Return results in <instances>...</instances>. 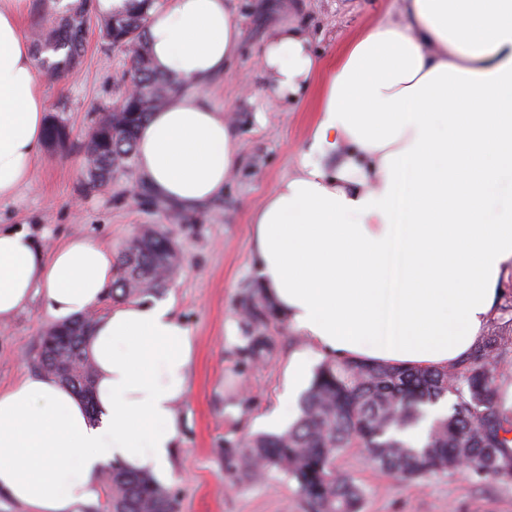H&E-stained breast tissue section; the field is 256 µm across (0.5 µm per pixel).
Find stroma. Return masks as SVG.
Masks as SVG:
<instances>
[{
	"label": "stroma",
	"instance_id": "stroma-1",
	"mask_svg": "<svg viewBox=\"0 0 512 512\" xmlns=\"http://www.w3.org/2000/svg\"><path fill=\"white\" fill-rule=\"evenodd\" d=\"M397 6V0H236L242 50L203 96L228 114L240 161L223 195L191 211L173 204L160 209L134 195L140 181L135 170L117 173L104 190L86 189L88 133L128 86L126 54L107 47L97 26L88 30L76 71L41 75L48 113L71 136L62 149L43 150L29 188L0 201V225L29 229L47 250L84 234L118 254L147 228L175 243L180 264L161 297L173 301L196 340L180 445L166 481L178 494L180 512H306L295 482L276 474L234 479L224 469L225 444L282 431L297 417V402L282 400L293 355H304L313 371L325 361L305 337L276 319L267 324L270 349L259 365L243 362L235 350L251 332L243 315L254 281L250 215L295 169L321 92L316 82L298 102L270 104V80L257 60L268 29L287 20L302 26L314 52L334 64L353 36ZM50 325L36 302L0 326L1 388L38 374V342ZM336 469L363 488L362 512H512V478L478 482L457 472L418 484L377 469L361 448L346 449Z\"/></svg>",
	"mask_w": 512,
	"mask_h": 512
}]
</instances>
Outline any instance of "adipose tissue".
Segmentation results:
<instances>
[{
	"instance_id": "ef3b65f1",
	"label": "adipose tissue",
	"mask_w": 512,
	"mask_h": 512,
	"mask_svg": "<svg viewBox=\"0 0 512 512\" xmlns=\"http://www.w3.org/2000/svg\"><path fill=\"white\" fill-rule=\"evenodd\" d=\"M28 0H0V201L32 184L48 102L22 32ZM158 71L183 90L137 137L141 179L192 210L220 197L238 143L203 98L240 50L232 0L148 11ZM271 100L297 101L321 69L297 25L259 54ZM255 287L271 312L335 359L445 368L493 317L512 269V0H401L350 39L321 89L306 150L252 218ZM111 250L71 236L45 251L0 225V325L40 302L57 324L112 287ZM86 352L96 413L57 379L0 389V496L27 512H79L112 464L169 476L195 338L165 300L113 305Z\"/></svg>"
}]
</instances>
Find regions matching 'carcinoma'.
Masks as SVG:
<instances>
[{
  "mask_svg": "<svg viewBox=\"0 0 512 512\" xmlns=\"http://www.w3.org/2000/svg\"><path fill=\"white\" fill-rule=\"evenodd\" d=\"M155 0H123V7L100 17L95 0H69L58 23L37 33L38 53L55 59L42 64L69 74L81 63L89 22L96 21L104 42L123 50L130 61V89L110 118L92 129L84 155L86 186L107 187L114 174L132 168L137 133L148 115L181 89L173 75L160 73L147 46V7ZM66 141L70 131L51 119L46 140ZM179 255L164 234L148 230L141 243H128L116 259L112 300L123 303L164 289ZM252 333L240 348L243 360L259 361L269 348L265 328L272 317L259 292L248 304ZM67 364L94 391L95 374L85 350L63 348L40 369L59 377ZM512 335L494 331L459 363L416 370L358 359L327 362L317 370L300 400V413L281 433L260 434L239 446L224 448V462L234 473L253 476L276 472L297 483L308 512H361L363 490L336 471V458L347 448H364L387 471L410 480L436 473L466 471L479 480L512 477V405L500 398L512 375ZM450 396L448 413L428 419V409ZM112 492V512H176L171 488L149 473L119 465L105 478Z\"/></svg>",
  "mask_w": 512,
  "mask_h": 512,
  "instance_id": "1",
  "label": "carcinoma"
}]
</instances>
